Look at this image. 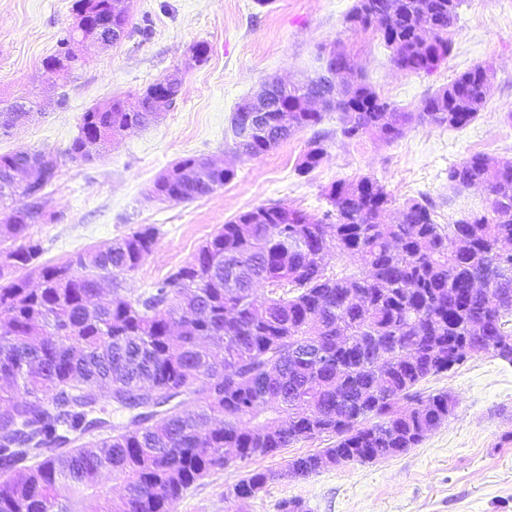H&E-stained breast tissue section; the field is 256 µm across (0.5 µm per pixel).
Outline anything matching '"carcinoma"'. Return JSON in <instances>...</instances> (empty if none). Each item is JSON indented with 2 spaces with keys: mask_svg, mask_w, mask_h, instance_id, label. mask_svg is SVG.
I'll list each match as a JSON object with an SVG mask.
<instances>
[{
  "mask_svg": "<svg viewBox=\"0 0 512 512\" xmlns=\"http://www.w3.org/2000/svg\"><path fill=\"white\" fill-rule=\"evenodd\" d=\"M98 8L104 32L120 42L132 32L131 5L117 0H75L76 12ZM464 0H355L346 16L366 28L365 12L382 14L379 32L391 62L415 74H431L448 58L449 35ZM76 40L69 29L43 65L65 57ZM488 67L477 65L426 95L406 112L358 82L338 86L331 106L340 132L357 139L378 126L386 139L400 138L413 122L461 128L491 97ZM323 76L288 90H269L267 111L236 112L250 120L251 139L235 145L256 158L322 121L299 101L320 93ZM130 112L113 98L87 109L71 158L99 154L124 132L156 119V88L139 95ZM27 102L0 108L7 128L27 117ZM316 139L300 169L323 160ZM42 152L0 154V378L12 392L0 403V512H78L75 505L97 492L107 471L124 483L116 501L99 512H177L186 492L228 466V449L240 461L274 456L301 441L331 436L336 444L288 461L306 477L329 464L372 461L416 448L427 432L452 414L448 393L425 395L418 386L448 372L466 355L490 354L508 363L512 350V254L498 250L512 241V159L496 167L471 154L448 168V187L479 185L482 201L448 197L455 219L434 220L428 199L409 200L399 222L378 217L392 204L369 177L340 180L327 199L332 209L314 218L280 205L258 207L225 223L197 251L147 292L131 297L121 284L152 254L157 229L142 225L129 234L62 265L39 262L41 244L27 235L43 213L27 201L19 172L43 162ZM196 156L161 173L160 198L187 202L212 194L235 172L210 182L193 176ZM460 235L472 251L453 250ZM359 267L333 272L331 250ZM244 260L233 281L224 257ZM18 270L38 274L17 277ZM482 276L489 288L474 290ZM112 282L114 298L98 303L99 283ZM271 287L260 298L255 288ZM355 290L365 299L350 302ZM193 316L181 335L172 323ZM223 337L210 349L202 341ZM305 344L329 356L321 364L295 355ZM107 401L124 415L111 422L96 416ZM276 478L257 470L233 484L224 497L248 499Z\"/></svg>",
  "mask_w": 512,
  "mask_h": 512,
  "instance_id": "1",
  "label": "carcinoma"
}]
</instances>
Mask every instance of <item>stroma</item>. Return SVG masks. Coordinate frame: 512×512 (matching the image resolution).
<instances>
[{
	"label": "stroma",
	"instance_id": "stroma-1",
	"mask_svg": "<svg viewBox=\"0 0 512 512\" xmlns=\"http://www.w3.org/2000/svg\"><path fill=\"white\" fill-rule=\"evenodd\" d=\"M74 0H0V103L28 99L32 116L0 135V153L39 151L57 157L45 190L52 218L31 225L42 262L122 237L140 225L157 230L155 249L126 276L131 296L189 261L225 222L278 203L319 217L327 190L367 176L392 196L390 218L410 199L427 198L438 223L448 221V168L480 152L512 157V0H465L447 63L432 74L397 70L376 28L351 27L353 0H133L131 37L82 47L83 66L68 75L43 67L75 20ZM207 43L204 62L191 48ZM348 56L355 73L399 108L412 111L429 92L481 63L494 70L493 94L475 120L452 129L411 124L389 142L377 134L349 141L340 114L327 111L316 128L297 133L257 158L239 156L227 134L243 99L268 81L316 76L323 50ZM182 78L174 104L155 123L117 136L90 162H72L66 149L83 113L113 97L132 102L169 74ZM326 155L309 173L299 170L315 136ZM188 156L223 160L234 178L189 202L153 193L160 173ZM422 389L457 400L448 420L419 447L373 462H347L308 477L286 475L289 459L332 444L302 441L276 456L236 461L189 489L178 512H279L282 500L301 499L307 512H512V365L488 354L469 357ZM253 470L281 472L256 497L225 498L227 488Z\"/></svg>",
	"mask_w": 512,
	"mask_h": 512
}]
</instances>
